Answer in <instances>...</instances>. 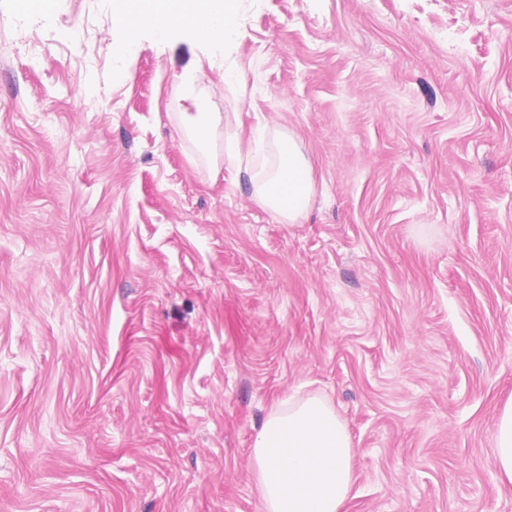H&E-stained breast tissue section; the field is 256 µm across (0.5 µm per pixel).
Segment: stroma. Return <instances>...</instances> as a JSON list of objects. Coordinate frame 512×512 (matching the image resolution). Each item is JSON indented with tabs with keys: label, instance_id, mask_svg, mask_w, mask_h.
<instances>
[{
	"label": "stroma",
	"instance_id": "stroma-1",
	"mask_svg": "<svg viewBox=\"0 0 512 512\" xmlns=\"http://www.w3.org/2000/svg\"><path fill=\"white\" fill-rule=\"evenodd\" d=\"M197 68L216 145L301 141L299 222L184 131ZM296 392L348 512H512V0H242L218 45L0 0V512H259ZM494 464L502 481L512 484V404L498 416L493 433Z\"/></svg>",
	"mask_w": 512,
	"mask_h": 512
}]
</instances>
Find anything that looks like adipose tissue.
<instances>
[{
  "instance_id": "1",
  "label": "adipose tissue",
  "mask_w": 512,
  "mask_h": 512,
  "mask_svg": "<svg viewBox=\"0 0 512 512\" xmlns=\"http://www.w3.org/2000/svg\"><path fill=\"white\" fill-rule=\"evenodd\" d=\"M240 0H113L116 27H149L159 34L186 30L198 39L223 41L233 34ZM193 111L184 125L200 147L210 148L221 117L195 95V79L182 82ZM268 156L247 174L255 200L293 224L315 192L312 167L300 142L280 135ZM355 450L343 419L318 395L289 397L266 417L251 451L259 512H345L354 483Z\"/></svg>"
}]
</instances>
